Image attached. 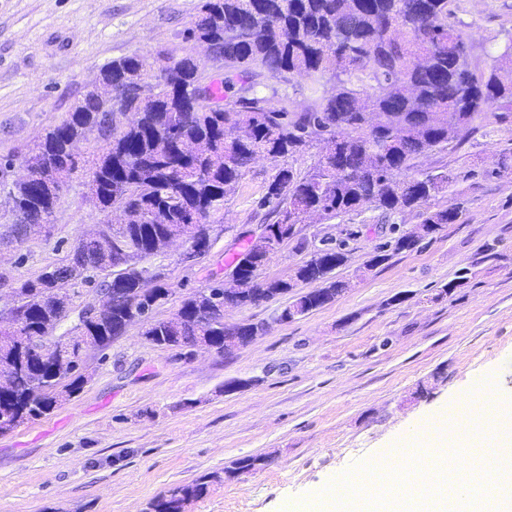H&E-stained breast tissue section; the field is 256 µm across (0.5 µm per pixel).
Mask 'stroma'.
Segmentation results:
<instances>
[{
	"label": "stroma",
	"mask_w": 512,
	"mask_h": 512,
	"mask_svg": "<svg viewBox=\"0 0 512 512\" xmlns=\"http://www.w3.org/2000/svg\"><path fill=\"white\" fill-rule=\"evenodd\" d=\"M200 0H0V160L21 158L57 125L114 59L166 51L195 54L182 32ZM450 24L462 30L475 69L512 35V0H454ZM259 96L276 107H312L307 78L283 82L263 73ZM462 145L421 156L414 174H453L427 209L462 204L454 224L416 247L390 252L368 268L380 244L422 221L412 211L396 226L375 225L373 211L302 225L316 243H344L334 271L347 289L290 322L289 299L228 307L229 325L264 330L224 354L179 351L146 342L134 325L90 353L81 391L51 414L0 435V512H150L171 488L210 476L206 495L185 512H281L312 507L328 486L387 453L437 411L491 376L512 397V173L485 177L512 152V119H478ZM279 166L260 161L239 181L224 229L193 263L179 248L162 258L166 320L183 300L223 279L266 224L256 202ZM74 175L50 223L0 250V305L11 291L60 263L101 219ZM465 276L464 285L449 283ZM267 456L260 469L225 479L238 459Z\"/></svg>",
	"instance_id": "35a3bbf8"
}]
</instances>
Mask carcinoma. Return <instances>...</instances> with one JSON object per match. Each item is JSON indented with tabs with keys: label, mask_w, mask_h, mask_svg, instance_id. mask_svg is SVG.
I'll list each match as a JSON object with an SVG mask.
<instances>
[{
	"label": "carcinoma",
	"mask_w": 512,
	"mask_h": 512,
	"mask_svg": "<svg viewBox=\"0 0 512 512\" xmlns=\"http://www.w3.org/2000/svg\"><path fill=\"white\" fill-rule=\"evenodd\" d=\"M453 0H204L185 31L187 38L221 40L224 84H240L230 98L218 97L216 81L204 66L183 57L186 92L198 94L203 104H182L180 92L169 87V77L155 75V93L141 98L145 59L137 54L115 59L101 69L102 78L78 99L59 124L47 130L22 158L40 168L34 187L10 183L7 171L14 160L0 163V187L18 199L9 228L20 241L27 225L46 222L60 203L72 175L83 171L84 185L96 197L104 217L112 210L130 215L133 241L148 244L182 232L184 225L224 223L228 192L255 164L259 155L273 161L321 144L317 159L304 174L281 167L257 202L278 224H299L306 213L324 220L361 214L373 202L377 220L390 224L399 215L448 191L446 172H425L409 178L415 160L430 151H444L461 132L472 133V122L493 107L512 110V36L487 70L472 68L463 33L448 25ZM268 72L288 82L309 79L314 107L290 113L256 95L257 78ZM334 81L326 88L328 81ZM134 111L119 132L105 136L115 108ZM103 142L91 160L72 152L79 141ZM419 237L435 233L462 216L457 204L422 213ZM265 236L257 239L233 263L241 279L250 283L270 260ZM411 236L402 234L378 247L368 266L387 259L385 251L410 248ZM344 244L328 242L320 265L304 263L286 281H262L270 294L292 293L298 283H315L314 291L293 293L292 309L305 315L343 291L346 284L331 273L346 261ZM87 262L56 275L45 267L21 285L24 302L17 333L39 336L55 326L73 306L71 287L91 284L92 273L116 265L128 270L122 288H134L159 254L147 252L138 267L125 249L98 251L86 245ZM222 288L184 301L175 317L148 316L144 335L157 346L174 336H199L204 343L224 340V316L210 318L212 298ZM167 289L156 284L145 296L116 300L112 314L84 321V331L72 339L64 356L56 355L17 371L10 387L0 386V416L5 434L23 420H36L55 409L53 391L67 397L86 382L77 359L88 347L102 351L126 332L129 308L144 313L160 305ZM266 457L249 456L224 471L229 478L247 468H260ZM205 480L178 486L150 504L151 512H182L184 504L203 497Z\"/></svg>",
	"instance_id": "obj_1"
}]
</instances>
